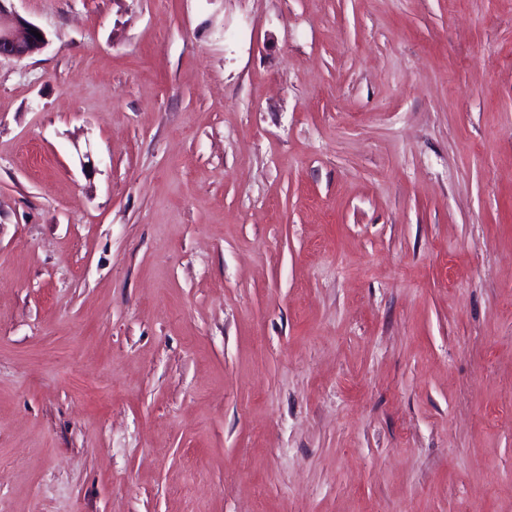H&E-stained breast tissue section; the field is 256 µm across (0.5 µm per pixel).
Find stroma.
<instances>
[{"instance_id": "stroma-1", "label": "stroma", "mask_w": 512, "mask_h": 512, "mask_svg": "<svg viewBox=\"0 0 512 512\" xmlns=\"http://www.w3.org/2000/svg\"><path fill=\"white\" fill-rule=\"evenodd\" d=\"M0 512H512V0H14ZM13 1L0 0V62L30 57L43 50L49 42L42 28L15 11ZM33 31H38L42 39L35 37Z\"/></svg>"}]
</instances>
